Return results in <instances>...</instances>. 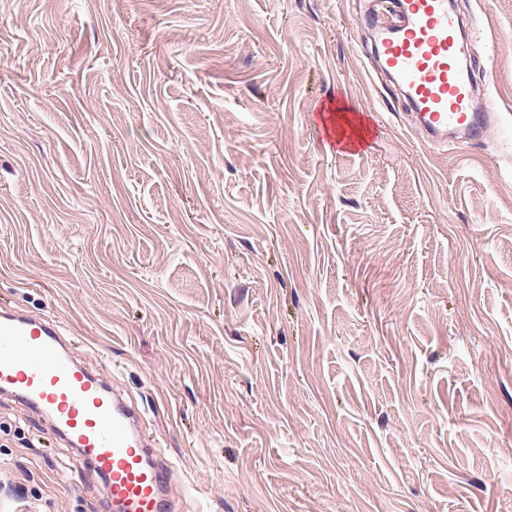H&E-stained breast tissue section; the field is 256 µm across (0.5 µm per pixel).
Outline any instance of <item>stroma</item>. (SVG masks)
Here are the masks:
<instances>
[{"instance_id": "1", "label": "stroma", "mask_w": 512, "mask_h": 512, "mask_svg": "<svg viewBox=\"0 0 512 512\" xmlns=\"http://www.w3.org/2000/svg\"><path fill=\"white\" fill-rule=\"evenodd\" d=\"M452 2L499 122L456 149L366 71L369 0L0 14V300L137 399L176 512H512V0ZM0 512H109L6 395Z\"/></svg>"}]
</instances>
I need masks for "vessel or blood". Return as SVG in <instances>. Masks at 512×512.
<instances>
[{"instance_id":"vessel-or-blood-1","label":"vessel or blood","mask_w":512,"mask_h":512,"mask_svg":"<svg viewBox=\"0 0 512 512\" xmlns=\"http://www.w3.org/2000/svg\"><path fill=\"white\" fill-rule=\"evenodd\" d=\"M372 56L413 109L429 141L456 131L483 139L477 75L461 59V19L449 0H394ZM61 322L0 310V391L25 402L105 482L111 512H171L170 464L153 460L137 405L83 364Z\"/></svg>"}]
</instances>
